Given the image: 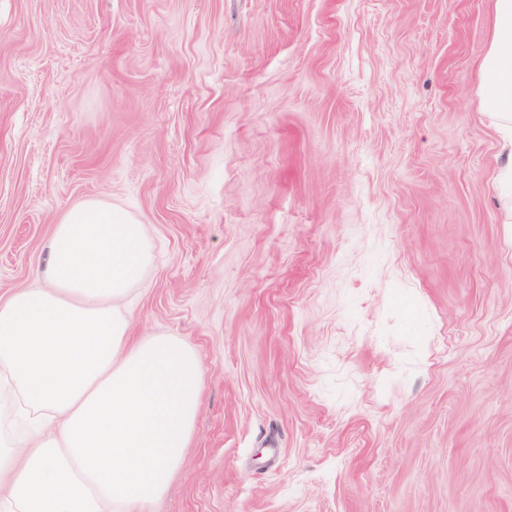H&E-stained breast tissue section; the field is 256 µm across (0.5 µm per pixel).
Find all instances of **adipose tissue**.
Listing matches in <instances>:
<instances>
[{
	"instance_id": "obj_1",
	"label": "adipose tissue",
	"mask_w": 512,
	"mask_h": 512,
	"mask_svg": "<svg viewBox=\"0 0 512 512\" xmlns=\"http://www.w3.org/2000/svg\"><path fill=\"white\" fill-rule=\"evenodd\" d=\"M484 109L512 150V0H495L480 65ZM152 258L142 224L90 199L55 224L45 286L0 297V512H131L179 470L201 362L182 339L131 335L123 301Z\"/></svg>"
}]
</instances>
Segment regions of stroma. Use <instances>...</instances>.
<instances>
[{"instance_id": "stroma-1", "label": "stroma", "mask_w": 512, "mask_h": 512, "mask_svg": "<svg viewBox=\"0 0 512 512\" xmlns=\"http://www.w3.org/2000/svg\"><path fill=\"white\" fill-rule=\"evenodd\" d=\"M494 0H0V295L71 206L143 224L198 353L148 512H512Z\"/></svg>"}]
</instances>
